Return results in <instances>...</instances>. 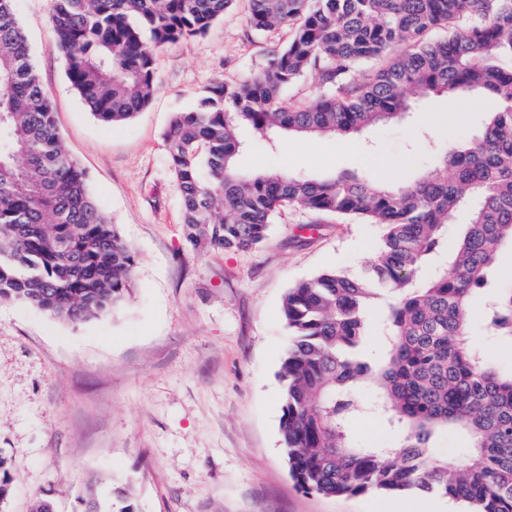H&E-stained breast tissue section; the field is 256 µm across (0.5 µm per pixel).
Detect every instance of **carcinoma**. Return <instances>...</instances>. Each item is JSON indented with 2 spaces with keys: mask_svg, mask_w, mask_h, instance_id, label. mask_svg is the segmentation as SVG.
<instances>
[{
  "mask_svg": "<svg viewBox=\"0 0 512 512\" xmlns=\"http://www.w3.org/2000/svg\"><path fill=\"white\" fill-rule=\"evenodd\" d=\"M256 32L294 25L264 69L213 82L174 113L164 137L187 240L252 249L280 208L296 205L378 224L376 262L362 277L335 270L288 289L282 316L283 452L296 485L322 495L419 490L466 512H512V285L496 259L512 245V0H248ZM234 0H54L51 23L65 75L89 111L113 127L151 101L153 52L206 34ZM448 34L429 38L435 29ZM376 64L359 83L353 70ZM317 71L325 91L285 105L289 85ZM422 91L496 110L398 187L358 173L323 179L245 174L236 156L249 127L279 135L347 137L414 109ZM136 260L89 191L58 134L16 0H0V300L74 324L127 300ZM385 343L362 352L366 317L381 308ZM490 340H473L475 327ZM376 386L369 402L365 385ZM369 410L403 434L366 447L347 429ZM466 439L462 460L434 454L442 433ZM12 492L0 456V503Z\"/></svg>",
  "mask_w": 512,
  "mask_h": 512,
  "instance_id": "1",
  "label": "carcinoma"
}]
</instances>
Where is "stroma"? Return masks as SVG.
Wrapping results in <instances>:
<instances>
[{
	"instance_id": "stroma-1",
	"label": "stroma",
	"mask_w": 512,
	"mask_h": 512,
	"mask_svg": "<svg viewBox=\"0 0 512 512\" xmlns=\"http://www.w3.org/2000/svg\"><path fill=\"white\" fill-rule=\"evenodd\" d=\"M52 9L53 0L16 3L65 148L137 266L126 302L88 323L0 302V454L12 477L0 512H30L39 498L53 512H76L90 485L113 501L129 498L135 512H397L405 499L459 512L417 491L304 492L281 447L283 298L326 270L363 275L382 243L379 225L288 205L252 250H199L185 239L164 138L172 115L195 106L214 80L259 73L290 28L253 31L248 0H236L207 34L155 49L153 98L112 128L68 83ZM416 102L403 122L360 136L269 143L242 130L237 166L409 183L430 160L428 143L465 133L445 99Z\"/></svg>"
}]
</instances>
